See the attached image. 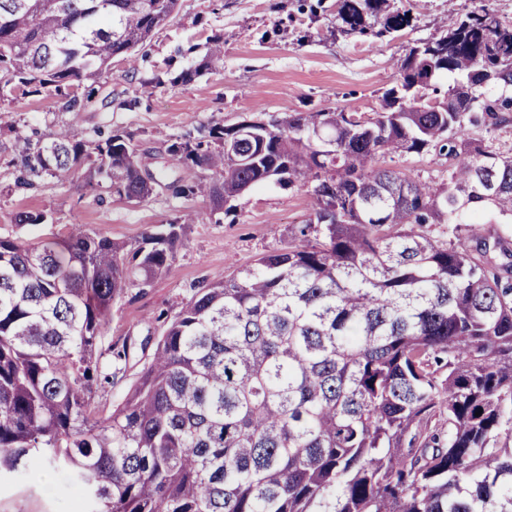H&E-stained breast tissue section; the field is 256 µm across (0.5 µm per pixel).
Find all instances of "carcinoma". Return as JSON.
Instances as JSON below:
<instances>
[{"label":"carcinoma","instance_id":"carcinoma-1","mask_svg":"<svg viewBox=\"0 0 512 512\" xmlns=\"http://www.w3.org/2000/svg\"><path fill=\"white\" fill-rule=\"evenodd\" d=\"M178 0H0V99L80 111L97 82L167 25ZM412 23L389 0H342L343 31ZM411 110L295 112L175 141L169 163L213 178L170 185L212 206L268 181L310 186L288 248L198 288L106 415L95 391L130 347L103 346L112 305L165 272L184 213L134 245L86 224L45 244L0 237V472L51 456L90 512H512V281L480 224H512V148L473 137L512 125V24L455 20L400 61ZM453 78L443 97L436 82ZM495 89L486 97L485 86ZM448 157V185L379 165ZM16 182L153 194L127 133L74 125L17 135ZM13 223L51 224L46 210ZM482 414L475 415V412ZM443 420L448 430L432 429Z\"/></svg>","mask_w":512,"mask_h":512}]
</instances>
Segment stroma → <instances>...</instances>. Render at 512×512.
I'll list each match as a JSON object with an SVG mask.
<instances>
[{
	"label": "stroma",
	"mask_w": 512,
	"mask_h": 512,
	"mask_svg": "<svg viewBox=\"0 0 512 512\" xmlns=\"http://www.w3.org/2000/svg\"><path fill=\"white\" fill-rule=\"evenodd\" d=\"M340 0H179L178 12L158 34L137 48L136 65L124 58L95 83L81 111H61L56 99L28 96L0 101V235L50 241L67 224H86L116 242L134 243L176 215L194 211L185 225L167 272L149 284H134L114 306L104 330L108 343L128 344L131 356L112 384L100 387L93 404L111 413L122 402L148 360L143 344H155L195 288L252 265L262 254L287 248L314 198L309 187L284 188L273 181L237 197L232 213H211L199 194L174 196L158 186L136 203L94 190L83 176L60 185L36 180L16 186L20 161L12 151L15 134L45 137L73 123L88 136L133 134L151 172L166 170L169 181L185 172L167 164L176 139L203 140L214 124L231 126L246 118L293 112L378 108L385 92L400 82L393 62L420 42L440 36L452 17L489 8L512 22V0H392L411 11V27L387 33L382 20L368 34L344 33ZM220 37L221 60L208 58V41ZM203 72L187 84L172 76L187 67ZM52 211L50 224L18 226L20 210ZM45 476H0V512H81L82 502L65 473L44 462Z\"/></svg>",
	"instance_id": "1"
}]
</instances>
